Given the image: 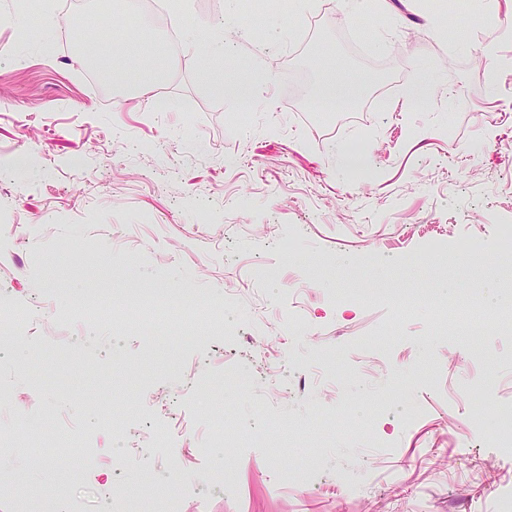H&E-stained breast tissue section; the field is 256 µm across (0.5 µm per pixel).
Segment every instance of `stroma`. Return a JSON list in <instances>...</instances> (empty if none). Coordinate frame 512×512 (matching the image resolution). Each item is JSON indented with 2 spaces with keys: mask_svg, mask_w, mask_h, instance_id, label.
Listing matches in <instances>:
<instances>
[{
  "mask_svg": "<svg viewBox=\"0 0 512 512\" xmlns=\"http://www.w3.org/2000/svg\"><path fill=\"white\" fill-rule=\"evenodd\" d=\"M125 2L112 0L111 44L164 71L155 95L168 111L128 81L91 94L81 26L52 53L36 35L20 49L24 14L0 0V149L26 159L16 173L0 158V283L27 317L25 338L0 336V426H23L0 457L14 487L0 512L21 500L26 512H96L110 487L125 512H163L169 496L181 512L201 498L207 512H491L512 489V458L451 435L469 399L501 423L512 333L443 318L427 299L512 296L500 235L512 226V44L475 62L410 22L407 0L354 21L324 0H268L258 25L234 0H185L171 58L159 28H131ZM243 28L251 40L235 39ZM208 41L224 46L210 62L225 83L256 72L274 103L212 88ZM331 57L362 91L347 122L321 109ZM418 66L438 90L419 104L399 94ZM473 233L482 252L453 254ZM431 239L450 247L447 264L403 263ZM185 285L224 301L236 335L199 325L188 343L131 306L77 324L94 290L119 300ZM336 292L358 305L332 307ZM32 440L54 468L33 467ZM426 445L430 463L417 457ZM220 466L235 494L211 489ZM292 470L317 478L278 481Z\"/></svg>",
  "mask_w": 512,
  "mask_h": 512,
  "instance_id": "35a3bbf8",
  "label": "stroma"
}]
</instances>
